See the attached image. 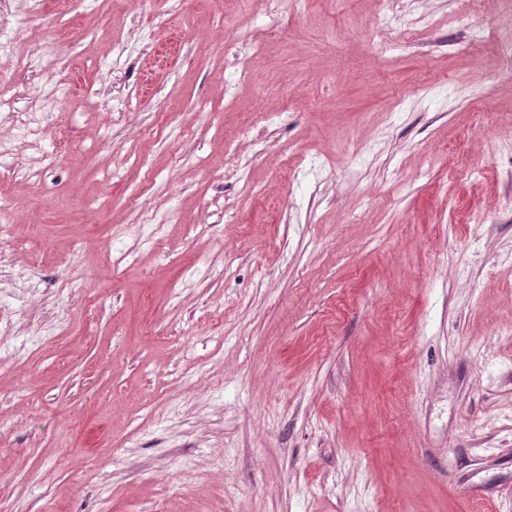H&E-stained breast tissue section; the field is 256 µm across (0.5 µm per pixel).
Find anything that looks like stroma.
Segmentation results:
<instances>
[{"instance_id": "1", "label": "stroma", "mask_w": 512, "mask_h": 512, "mask_svg": "<svg viewBox=\"0 0 512 512\" xmlns=\"http://www.w3.org/2000/svg\"><path fill=\"white\" fill-rule=\"evenodd\" d=\"M0 8V501L512 512V12Z\"/></svg>"}]
</instances>
